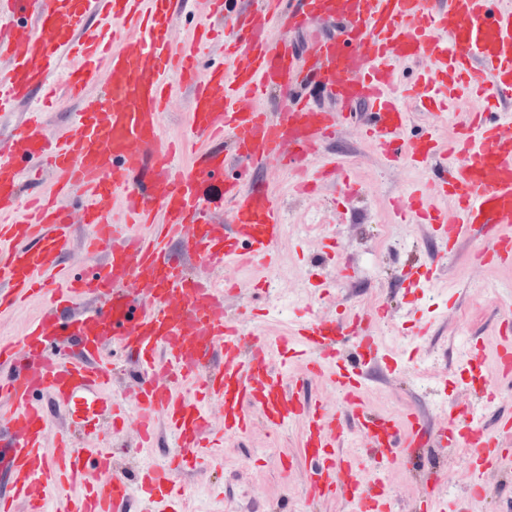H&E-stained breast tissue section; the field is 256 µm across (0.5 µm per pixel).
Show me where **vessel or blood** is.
<instances>
[{"instance_id":"b4317fda","label":"vessel or blood","mask_w":512,"mask_h":512,"mask_svg":"<svg viewBox=\"0 0 512 512\" xmlns=\"http://www.w3.org/2000/svg\"><path fill=\"white\" fill-rule=\"evenodd\" d=\"M190 42L175 43L164 22L184 0H0V112L50 88L55 105L82 103L75 128L54 131L43 110L0 133V312L43 295L46 309L18 345L0 344V470L30 512H47L45 492L81 485L59 512H154L176 495L170 463L150 457L165 423L184 454L213 447L208 414H224V437L303 425L311 462L307 497L347 499L353 512H392L390 501L337 454L347 429L381 461L415 462L429 449L463 453L472 471L465 498L428 492L420 512H469L486 500L487 473L512 461L505 440L512 417L493 431L480 424L495 384L512 378V321L498 326L493 380L475 390L466 418L441 407L430 428L415 412L386 415L360 399L369 364L377 363L373 324L389 312L343 319L311 317L275 341L259 337L246 313L227 310L239 283L218 287L230 262L266 263L283 230V211L267 186L229 179L228 168L260 170L268 162L298 172L306 196L336 181L344 159L322 151L338 129L335 111L302 93L319 83L338 109L364 107L366 136L392 164L432 167L439 187L458 202L435 209L420 188L395 203L411 223L431 225L446 250L478 237L476 264L512 263V113L487 121L489 102L512 99V8L496 0H205ZM339 26L315 37L306 60L288 50V35L324 18ZM224 60L202 66L216 36ZM77 58L72 70L63 56ZM422 60L420 79L396 94L398 65ZM190 92L187 139L168 140L163 120L176 100L169 78ZM476 106L458 121L450 144L408 132L403 98L434 122L449 115L456 87ZM188 164H179L183 153ZM457 163H449V155ZM50 190H43L44 177ZM81 207L65 206L73 193ZM125 220L117 222L116 209ZM92 228L82 267H67L77 225ZM303 359L348 404L328 413L301 398L272 366L277 355ZM132 380L116 392L117 371ZM66 420L46 446L40 394ZM131 430L142 464L127 475L113 459L121 445L101 446L117 427Z\"/></svg>"}]
</instances>
